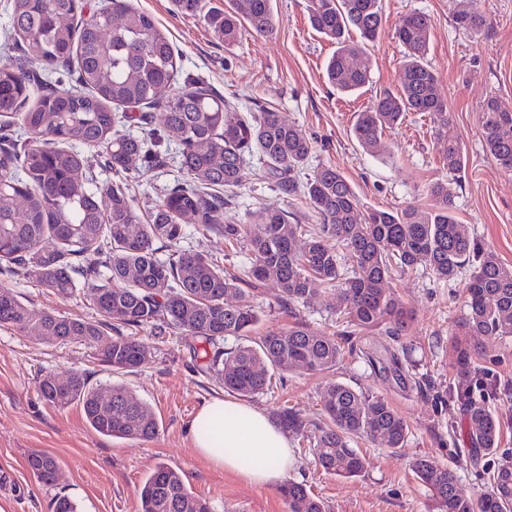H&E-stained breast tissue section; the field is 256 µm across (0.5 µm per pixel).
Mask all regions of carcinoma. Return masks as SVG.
<instances>
[{
	"instance_id": "1",
	"label": "carcinoma",
	"mask_w": 512,
	"mask_h": 512,
	"mask_svg": "<svg viewBox=\"0 0 512 512\" xmlns=\"http://www.w3.org/2000/svg\"><path fill=\"white\" fill-rule=\"evenodd\" d=\"M79 0H9L10 38L29 45L45 66L76 64L79 89L59 91L51 84L32 96L34 83L24 65H0V121L15 127L0 147V272L35 274L40 286L61 299L84 292L101 316L87 320L44 312L36 317L8 287H0V327L36 340L81 343L113 372L148 363L144 345L123 328H159L173 336H189L198 369L224 391L239 397L264 393L268 367L293 366L329 372L340 361L341 344L334 337L310 331L296 322L246 344L259 321L254 306L255 282L270 281L279 303L290 307L311 301L319 287H334L341 308L340 335L348 342L365 330L377 329L398 338L406 330L410 310L385 288L395 273L424 266L438 279L451 281L469 271L467 300L457 321L459 335L502 340L512 336V266L492 252L482 253L465 225L453 215V192L436 183L428 193L431 208L407 206L386 211L360 207L353 185L331 166H316L305 179L303 168L312 143L297 126L276 112L229 111L224 99L203 86L173 89L179 64L168 37L154 18L112 0V10L83 19ZM308 21L336 44L326 76L346 93L370 82L367 71L350 67L351 56L375 41L383 28L382 0H306ZM455 27L478 34L486 18L478 8L456 15ZM215 35L230 46L247 28L259 35L275 31L270 0H231L228 10L210 17ZM431 18L412 11L400 19L395 37L406 50L397 89L376 98L355 116L352 132L365 150H384V131L409 112L437 116L436 139L445 145L448 171L464 164V148L440 94L436 73L426 60ZM356 31L359 39L350 38ZM138 107L132 114L120 108ZM152 107L162 109V125L148 138L126 133L134 125H150ZM483 140L491 158L512 172V109L496 98L479 113ZM179 146V165L187 180L164 191L143 216L129 182L133 175L166 155L164 145ZM81 145L96 150L103 166L115 173L107 197L87 185L94 175ZM258 154L266 178L288 196L308 200L321 220L319 230L294 224L284 211L269 212L261 224L224 223V194L234 193L246 178V157ZM196 224L230 243L242 242L254 255L240 277L216 259L192 250L158 252L184 237V225ZM306 237L303 248L295 242ZM336 240L331 246L327 239ZM348 251L344 267L337 247ZM235 293L233 304L224 297ZM233 337L240 344L224 348ZM457 378L451 396L468 406V436L474 450L498 451L500 420L486 406V397L472 395L471 364L476 349L452 345ZM112 403H99L103 390ZM40 397L65 408L80 406L89 425L115 438L148 441L159 422L153 409L119 385L93 384L85 372L59 379L50 372L38 381ZM275 420L312 447L324 471L356 477L363 470L350 446L363 437L381 448L405 446L409 427L384 398L337 383L326 390L324 417L308 419L284 408ZM28 468L52 484L57 462L33 452ZM431 490L439 512H512V463L493 471V490L476 498L459 493L456 473L430 459L413 465ZM289 512H326L305 485L281 488ZM141 512H214L182 476L159 463L140 490Z\"/></svg>"
}]
</instances>
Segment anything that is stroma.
<instances>
[{
	"label": "stroma",
	"mask_w": 512,
	"mask_h": 512,
	"mask_svg": "<svg viewBox=\"0 0 512 512\" xmlns=\"http://www.w3.org/2000/svg\"><path fill=\"white\" fill-rule=\"evenodd\" d=\"M226 2L201 0L199 13L186 15L175 11L172 0H131L170 39L180 63L179 85H206L241 113L278 112L310 138L309 167H337L364 206L426 209L432 204L429 186L451 182L456 219L467 226L480 249L512 265V172L487 156L478 122L488 97L512 107V0H383V31L356 59L368 70L370 82L355 94L342 93L327 81L325 65L335 46L311 28L305 0H271L274 34L245 32L230 47L206 22L207 14L224 10ZM477 5L486 16L485 29L477 35L456 29L454 14ZM413 10L432 20L427 61L438 75L466 151L465 166L456 176L449 173L444 146L434 137L433 114H409L401 125L386 130L383 140L389 151L382 155L366 152L352 136L356 112L396 84L403 48L394 28L401 16ZM178 152L177 145H170L163 165L135 175L132 194L140 212H147L165 189L185 180L176 162ZM246 172L243 187L226 200L225 223L258 224L270 209L292 212L303 224L316 223L305 200L288 197L265 182L258 156L248 157ZM180 245L220 256L225 270L236 273L254 260L247 248L230 245L221 235L194 224L186 225ZM467 282L464 275L439 280L423 267L396 275L389 286L412 311L406 335L395 341L366 331L354 338L355 344L379 355L396 345L406 346L404 369L431 381L432 390L418 392L411 380L373 369L347 352L330 372L269 369L268 390L249 398V405L270 415L289 407L315 419L322 414L327 387L343 383L384 397L406 420L409 433L403 448L352 440L364 462L362 473L352 478L324 472L306 441L290 437L295 465L288 478L306 484L323 501L326 512H432L431 492L412 470L420 457L455 469L464 494L490 492L496 460L469 454L466 408L447 398L455 375L451 343L458 332L455 321L464 307ZM0 284L12 288L33 313L96 316L86 296L60 299L35 277L1 273ZM276 294L269 284L257 290L259 321L252 337L289 327L298 319L315 333H338L335 291H321L310 303L291 311L278 306ZM133 334L145 345L148 364L132 372L112 373L83 344L38 342L0 329V512H52L56 495L70 497L79 512H140L139 489L159 463L178 471L215 512H288L279 489L248 484L194 450L189 424L205 401L224 397L225 392L197 371L190 343L148 328L134 329ZM473 366L474 379L495 383L504 391L488 406L501 421L499 451L512 456V338L487 343L485 354L474 356ZM74 371L87 372L95 383L123 385L148 404L159 421L157 438L139 441L101 435L79 407L58 409L39 397L41 373L64 377ZM36 451L56 459L54 484L39 482L29 470L27 457Z\"/></svg>",
	"instance_id": "1"
}]
</instances>
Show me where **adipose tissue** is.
Segmentation results:
<instances>
[{
  "label": "adipose tissue",
  "mask_w": 512,
  "mask_h": 512,
  "mask_svg": "<svg viewBox=\"0 0 512 512\" xmlns=\"http://www.w3.org/2000/svg\"><path fill=\"white\" fill-rule=\"evenodd\" d=\"M189 434L199 455L254 486H279L294 462L285 432L263 411L238 401L204 403Z\"/></svg>",
  "instance_id": "1"
}]
</instances>
